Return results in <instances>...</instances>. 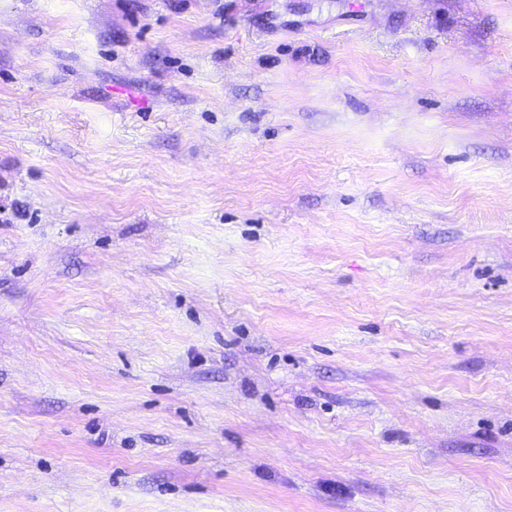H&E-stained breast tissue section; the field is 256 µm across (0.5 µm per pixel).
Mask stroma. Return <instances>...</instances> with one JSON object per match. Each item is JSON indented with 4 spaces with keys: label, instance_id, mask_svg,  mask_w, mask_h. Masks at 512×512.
Wrapping results in <instances>:
<instances>
[{
    "label": "stroma",
    "instance_id": "stroma-1",
    "mask_svg": "<svg viewBox=\"0 0 512 512\" xmlns=\"http://www.w3.org/2000/svg\"><path fill=\"white\" fill-rule=\"evenodd\" d=\"M0 512H512V0H0Z\"/></svg>",
    "mask_w": 512,
    "mask_h": 512
}]
</instances>
